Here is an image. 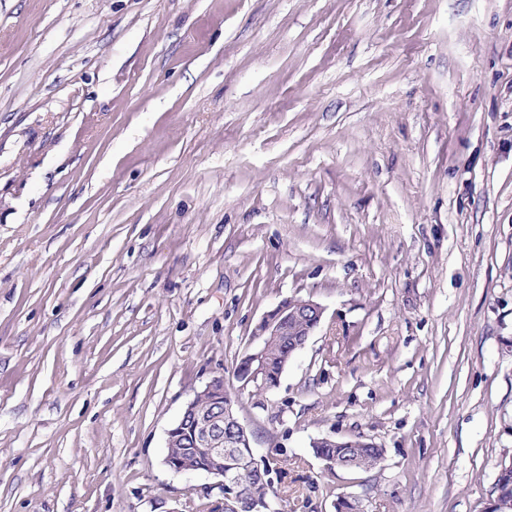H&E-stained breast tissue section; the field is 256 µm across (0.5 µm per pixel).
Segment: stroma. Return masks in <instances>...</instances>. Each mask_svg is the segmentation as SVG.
I'll return each mask as SVG.
<instances>
[{
  "mask_svg": "<svg viewBox=\"0 0 512 512\" xmlns=\"http://www.w3.org/2000/svg\"><path fill=\"white\" fill-rule=\"evenodd\" d=\"M323 320L260 396L283 299ZM278 512H485L512 462V0H0V512H203L215 378ZM363 436L370 471L312 439ZM324 314L321 305L311 299L303 300L301 307H297L295 299H285L272 311L267 313L257 324L254 336L259 340L258 346L247 353L239 363V379L243 386L260 385L267 387L265 383V362L268 356V343L271 339H281L288 336V342L272 341L269 344L270 358L267 362V376L276 383L283 373V362L286 367L290 362L286 349L291 346L292 338H300L299 347L302 349L315 329L320 325ZM309 323L311 330L297 335L294 325L297 321ZM333 441L336 440L329 438H316L312 439L310 442L313 453L316 456L327 459L323 461L330 471H335L336 468L332 469L329 467H336V462H343L345 464L343 467H347V470H371L375 468L384 457V448L372 441H368L367 439L358 441L354 438L336 441L335 448H314L322 442L333 443ZM350 441L356 442L357 448H349L347 445L348 442V444L354 445V443Z\"/></svg>",
  "mask_w": 512,
  "mask_h": 512,
  "instance_id": "stroma-1",
  "label": "stroma"
}]
</instances>
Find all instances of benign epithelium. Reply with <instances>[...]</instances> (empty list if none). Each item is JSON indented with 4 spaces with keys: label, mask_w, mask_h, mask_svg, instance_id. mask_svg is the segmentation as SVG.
Segmentation results:
<instances>
[{
    "label": "benign epithelium",
    "mask_w": 512,
    "mask_h": 512,
    "mask_svg": "<svg viewBox=\"0 0 512 512\" xmlns=\"http://www.w3.org/2000/svg\"><path fill=\"white\" fill-rule=\"evenodd\" d=\"M324 309L311 299L297 304L293 299H285L272 311L267 313L257 324L254 336L259 340L258 346L246 354L239 363V379L243 386L265 383V362L268 356V343L272 339L295 336L294 325L297 321L308 323L311 330L303 333L299 347H304L308 337L314 334L323 318ZM212 385L195 394L185 407L177 422L167 432L166 445L169 448H206L216 458V466L209 471L219 488L223 499L215 512H239L238 504L243 496L235 489L236 479L224 470V454L240 444H251L250 434L236 413V401L232 397L219 403V408L210 411L200 410L197 399L210 393ZM192 421L193 432L184 437L182 427L186 421Z\"/></svg>",
    "instance_id": "7a95c632"
}]
</instances>
